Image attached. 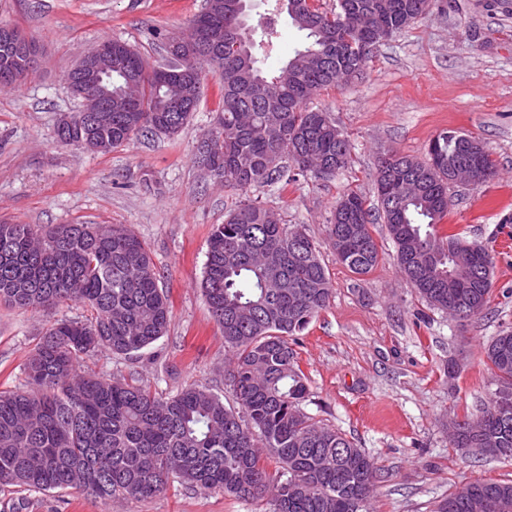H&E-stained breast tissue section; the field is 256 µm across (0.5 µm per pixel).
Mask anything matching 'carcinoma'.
Segmentation results:
<instances>
[{
  "mask_svg": "<svg viewBox=\"0 0 512 512\" xmlns=\"http://www.w3.org/2000/svg\"><path fill=\"white\" fill-rule=\"evenodd\" d=\"M250 0H204L195 20L221 41L216 74L220 110L208 133L211 175L246 191L347 166L349 142L306 102L318 90L360 75L383 36L426 16L435 0H336L322 11L312 0H274L260 38L248 23ZM285 14L304 45L274 73L260 66ZM26 45L0 37V70L25 82ZM190 113L151 78L129 44L112 41V111L96 131L117 148L138 136H171ZM468 135L444 129L427 158L390 154L377 169V215L349 192L336 203L328 237L336 260L364 275L379 262L371 230L386 224L399 269L431 308L482 314L492 290L493 256L459 233H442L452 200L448 159L462 164ZM407 181L419 190L394 211L386 190ZM202 290L224 335L231 362L224 373L237 407L200 385L162 397L124 380L80 371L98 352L130 355L167 332L168 296L150 249L122 224L0 222V303L27 309L73 300L91 317L51 323L24 367L29 389L0 391V487L75 489L106 504L147 499L169 479L191 489H219L239 500H266L269 512H372L378 468L345 434L304 411L308 386L289 340L332 297L316 242L299 225L245 201L208 240ZM496 388L476 414L448 424L449 441L476 456L512 459V330L484 347ZM275 461L276 472L268 462ZM495 500L512 508V481H475L443 499L435 512H487Z\"/></svg>",
  "mask_w": 512,
  "mask_h": 512,
  "instance_id": "carcinoma-1",
  "label": "carcinoma"
}]
</instances>
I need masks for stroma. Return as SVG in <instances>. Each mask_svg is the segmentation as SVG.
Segmentation results:
<instances>
[{
    "instance_id": "35a3bbf8",
    "label": "stroma",
    "mask_w": 512,
    "mask_h": 512,
    "mask_svg": "<svg viewBox=\"0 0 512 512\" xmlns=\"http://www.w3.org/2000/svg\"><path fill=\"white\" fill-rule=\"evenodd\" d=\"M203 0H0V24L38 47L35 71L0 88V220L13 224H123L151 249L173 317L149 348L86 359L84 371L173 394L189 384L232 403L228 355L200 282L213 225L249 199L318 243L333 294L293 345L310 390L307 413L339 429L381 470L375 512H434L438 500L478 480L512 479V461L450 447L448 422L476 412L492 385L483 346L512 327V0H443L442 7L374 49L358 78L315 93L351 144V163L328 178L283 188H225L199 163L218 97L206 75L196 112L175 135L137 137L107 153L61 142L60 119L81 102L68 71L108 39L125 41L149 66L165 63V39L189 29ZM453 128L479 138L498 175L454 185L448 231L494 256L490 300L477 318L432 310L400 273L384 225H372L380 260L357 275L337 262L326 226L337 198L361 194L376 207L375 171L393 151L424 158L429 140ZM65 301L49 309L0 304V391L25 385L29 352L50 322L89 315ZM456 374H449V363ZM263 501L173 484L151 499L102 504L72 490L0 489V512H265Z\"/></svg>"
}]
</instances>
